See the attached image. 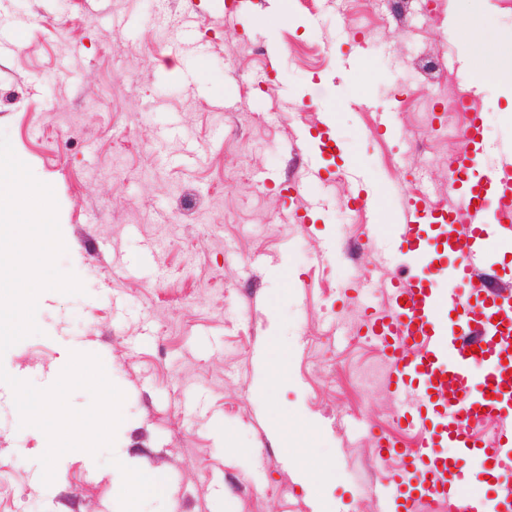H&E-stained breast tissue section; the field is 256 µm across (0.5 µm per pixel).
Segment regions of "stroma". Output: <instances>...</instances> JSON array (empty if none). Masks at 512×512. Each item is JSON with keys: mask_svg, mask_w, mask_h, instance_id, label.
<instances>
[{"mask_svg": "<svg viewBox=\"0 0 512 512\" xmlns=\"http://www.w3.org/2000/svg\"><path fill=\"white\" fill-rule=\"evenodd\" d=\"M0 0V130L53 186L85 291L52 292L37 334L0 358L41 385L71 353L100 357L125 395L112 450L70 453L41 481L45 438L0 383V512H124L132 471L162 484L149 512H376L373 439L414 443L361 328L389 306L380 265L410 198L456 205L448 157L461 115L425 135L429 101L465 90L425 60L460 59L482 83L485 167L512 154V0ZM342 154L288 191L315 122ZM377 214L349 210L356 178ZM372 239L359 253L349 243ZM271 266L256 264V257ZM293 353L272 383L268 344ZM300 417L329 467L321 495L286 461L276 415ZM116 456L126 466L113 465Z\"/></svg>", "mask_w": 512, "mask_h": 512, "instance_id": "obj_1", "label": "stroma"}]
</instances>
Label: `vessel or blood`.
I'll use <instances>...</instances> for the list:
<instances>
[{"instance_id":"1","label":"vessel or blood","mask_w":512,"mask_h":512,"mask_svg":"<svg viewBox=\"0 0 512 512\" xmlns=\"http://www.w3.org/2000/svg\"><path fill=\"white\" fill-rule=\"evenodd\" d=\"M468 150L448 165L467 222L457 227L447 205L407 203L393 226L391 259L411 271L388 286L390 307L367 331L388 362L386 382L409 399L399 418L415 446L380 438L378 451L396 461L369 488L379 512H512V296L484 280L486 259L512 235V162L475 176L484 155V125L471 113ZM339 142L323 129L304 142L306 170L321 179L318 155ZM448 280L447 287L436 284ZM497 421L501 439L479 442L474 427ZM485 477L493 497L470 493Z\"/></svg>"}]
</instances>
